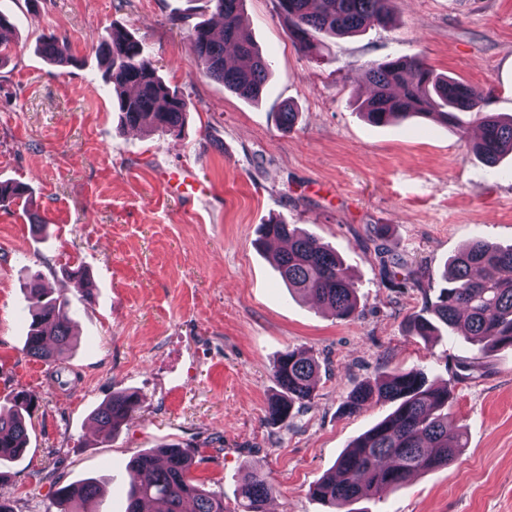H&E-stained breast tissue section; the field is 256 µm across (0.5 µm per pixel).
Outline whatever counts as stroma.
<instances>
[{
    "label": "stroma",
    "mask_w": 512,
    "mask_h": 512,
    "mask_svg": "<svg viewBox=\"0 0 512 512\" xmlns=\"http://www.w3.org/2000/svg\"><path fill=\"white\" fill-rule=\"evenodd\" d=\"M15 29L1 41L0 181L25 184L27 207L0 206V398L38 403L29 451L0 476L14 512H50L51 478H99L98 512H125L130 459L164 443L196 455L193 476L236 512L249 470L278 492L269 512H325L310 487L390 405L346 414L358 384L423 370L454 385L451 419L467 446L449 466L362 499L359 512H512V348L479 356L463 337L409 335L422 292L442 285L449 257L476 238L512 244V154L486 166L466 134L412 118L376 126L358 105L374 60L422 57L436 73L483 92V109L512 115V0H396L398 22L322 40L312 58L293 42L275 0H245V28L270 69L259 100L226 90L199 69L189 40L217 25L209 0H0ZM121 27L188 104L174 134L121 125L93 41ZM65 41L73 64L38 52ZM292 104L291 132L276 114ZM191 168L211 187L185 200L165 172ZM47 220L33 230L29 215ZM297 224L336 249L356 286L354 319L339 320L289 293L261 224ZM385 224V239L372 229ZM397 258L420 285L394 289L383 265ZM95 281L85 297L67 269ZM66 290L77 321L58 361L23 352L25 288L32 275ZM319 364L313 398L288 423L267 420L272 366L285 350ZM474 362L466 378L459 363ZM137 393L133 420L102 441L92 412L112 392Z\"/></svg>",
    "instance_id": "obj_1"
}]
</instances>
